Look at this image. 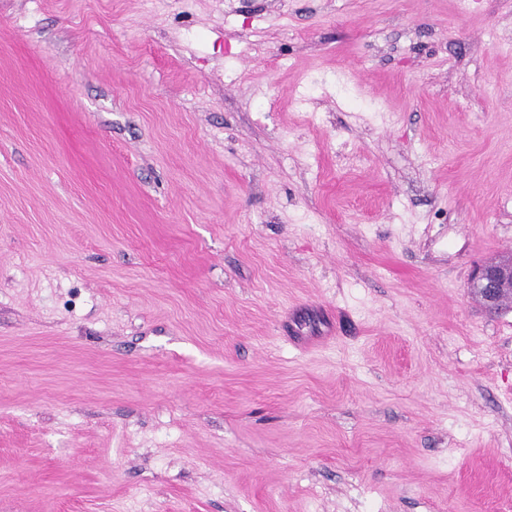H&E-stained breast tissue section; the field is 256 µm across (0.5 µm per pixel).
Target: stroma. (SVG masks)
<instances>
[{"label": "stroma", "instance_id": "1", "mask_svg": "<svg viewBox=\"0 0 512 512\" xmlns=\"http://www.w3.org/2000/svg\"><path fill=\"white\" fill-rule=\"evenodd\" d=\"M512 0H0V512H512ZM489 310H499L504 298H512V255L498 256L480 264L470 279Z\"/></svg>", "mask_w": 512, "mask_h": 512}]
</instances>
